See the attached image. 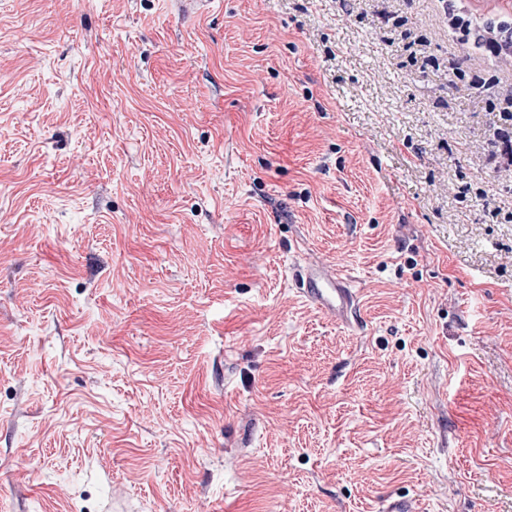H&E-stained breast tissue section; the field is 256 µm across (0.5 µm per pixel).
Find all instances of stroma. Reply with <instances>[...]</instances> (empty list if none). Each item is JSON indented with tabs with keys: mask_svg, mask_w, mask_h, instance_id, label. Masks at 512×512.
Segmentation results:
<instances>
[{
	"mask_svg": "<svg viewBox=\"0 0 512 512\" xmlns=\"http://www.w3.org/2000/svg\"><path fill=\"white\" fill-rule=\"evenodd\" d=\"M457 64L448 0H0V512H512V178ZM303 295L333 314H344L356 309L357 299L351 288L344 287L341 279L325 268H316L308 273Z\"/></svg>",
	"mask_w": 512,
	"mask_h": 512,
	"instance_id": "35a3bbf8",
	"label": "stroma"
}]
</instances>
